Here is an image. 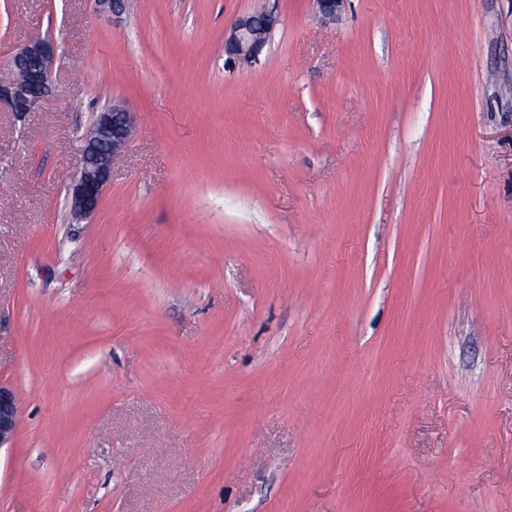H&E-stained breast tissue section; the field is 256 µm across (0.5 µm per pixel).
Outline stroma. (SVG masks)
Returning <instances> with one entry per match:
<instances>
[{
    "label": "stroma",
    "mask_w": 512,
    "mask_h": 512,
    "mask_svg": "<svg viewBox=\"0 0 512 512\" xmlns=\"http://www.w3.org/2000/svg\"><path fill=\"white\" fill-rule=\"evenodd\" d=\"M127 3L0 0V512H512V0ZM279 22L273 12L260 11L242 16L232 24L224 50L227 62L252 64L268 45ZM32 62L38 64L33 67ZM55 64L53 45L44 40H33L14 55L11 67L13 79L0 83V101H6L12 112H31L49 92ZM133 129L132 113L121 106L98 113L85 140L78 174L68 187L71 211L76 217L87 218L98 210L112 180V162ZM105 143L109 149L103 152L100 147ZM19 404L15 392L0 382V447L9 443L16 431Z\"/></svg>",
    "instance_id": "obj_1"
}]
</instances>
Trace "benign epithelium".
<instances>
[{
  "mask_svg": "<svg viewBox=\"0 0 512 512\" xmlns=\"http://www.w3.org/2000/svg\"><path fill=\"white\" fill-rule=\"evenodd\" d=\"M324 19H336L345 0H315ZM279 22L273 12L260 11L242 16L232 24L224 50L232 63L252 64L268 45ZM55 64L53 45L34 40L14 55L13 79L0 83V101L18 113L31 111L49 92ZM134 129L132 113L114 106L98 113L82 150L81 166L68 187L72 213L92 216L99 208L112 180V162L122 152ZM19 404L15 392L0 383V447L9 443L16 431Z\"/></svg>",
  "mask_w": 512,
  "mask_h": 512,
  "instance_id": "benign-epithelium-1",
  "label": "benign epithelium"
}]
</instances>
